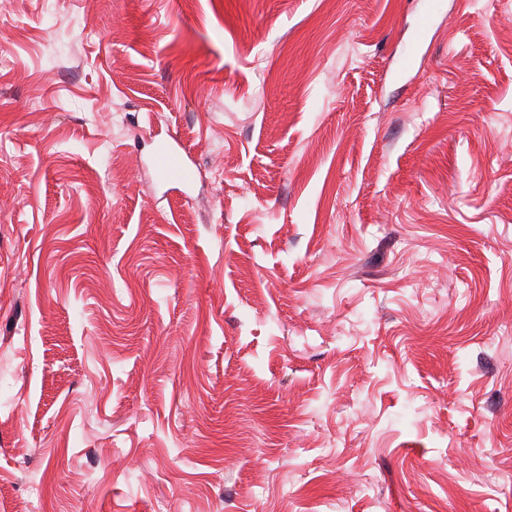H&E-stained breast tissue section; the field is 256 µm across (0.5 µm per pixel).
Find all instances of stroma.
Segmentation results:
<instances>
[{"label":"stroma","instance_id":"35a3bbf8","mask_svg":"<svg viewBox=\"0 0 512 512\" xmlns=\"http://www.w3.org/2000/svg\"><path fill=\"white\" fill-rule=\"evenodd\" d=\"M437 4L0 0V512H512V0ZM180 142L173 138V142L158 149L152 156V165L158 174L166 179L174 178L184 185L191 183L193 174L187 164Z\"/></svg>","mask_w":512,"mask_h":512}]
</instances>
